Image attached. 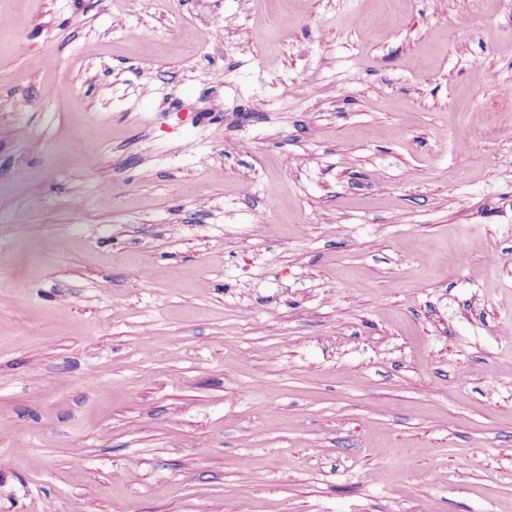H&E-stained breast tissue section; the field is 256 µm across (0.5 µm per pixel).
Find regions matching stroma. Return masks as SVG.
<instances>
[{
	"instance_id": "obj_1",
	"label": "stroma",
	"mask_w": 512,
	"mask_h": 512,
	"mask_svg": "<svg viewBox=\"0 0 512 512\" xmlns=\"http://www.w3.org/2000/svg\"><path fill=\"white\" fill-rule=\"evenodd\" d=\"M1 15L0 512H512V0Z\"/></svg>"
}]
</instances>
